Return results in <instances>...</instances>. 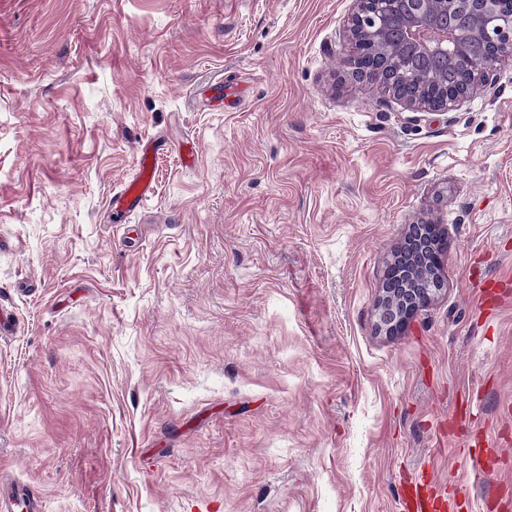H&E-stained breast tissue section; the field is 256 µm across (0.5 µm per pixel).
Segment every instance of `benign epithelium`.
Instances as JSON below:
<instances>
[{"instance_id":"benign-epithelium-1","label":"benign epithelium","mask_w":512,"mask_h":512,"mask_svg":"<svg viewBox=\"0 0 512 512\" xmlns=\"http://www.w3.org/2000/svg\"><path fill=\"white\" fill-rule=\"evenodd\" d=\"M387 17L399 21L411 49L426 57L450 56L475 38L485 44L468 55L463 77L453 88L432 95L419 91L408 95L387 85L386 91L411 110L448 111L492 84L498 62L512 61V0H354L344 62L353 66L364 58L371 59V69L358 67L365 79L385 80L392 73L396 50L383 40ZM443 257L439 222L410 226L404 246L393 259L400 258L408 266L407 274L415 285L395 287L401 272L390 263L377 306L380 330L399 334L444 290Z\"/></svg>"}]
</instances>
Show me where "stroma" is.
Returning <instances> with one entry per match:
<instances>
[{
	"label": "stroma",
	"mask_w": 512,
	"mask_h": 512,
	"mask_svg": "<svg viewBox=\"0 0 512 512\" xmlns=\"http://www.w3.org/2000/svg\"><path fill=\"white\" fill-rule=\"evenodd\" d=\"M352 6L0 0V482L40 512H406L424 465L512 512V61L407 109L343 66ZM422 220L445 288L388 336ZM139 152L141 158L139 175L121 185L117 192L112 194L110 206L114 224H127L129 216L140 209L153 194L152 170L156 162L155 150L151 144L145 143Z\"/></svg>",
	"instance_id": "1"
}]
</instances>
